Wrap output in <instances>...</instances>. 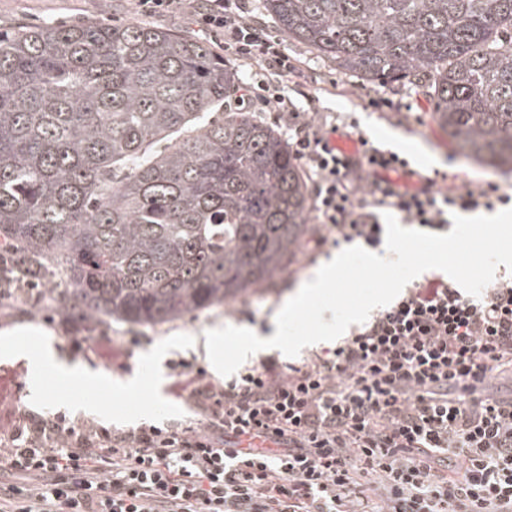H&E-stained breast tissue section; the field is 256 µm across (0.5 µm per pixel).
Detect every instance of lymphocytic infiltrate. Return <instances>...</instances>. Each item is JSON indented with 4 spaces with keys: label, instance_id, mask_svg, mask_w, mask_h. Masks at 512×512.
Instances as JSON below:
<instances>
[{
    "label": "lymphocytic infiltrate",
    "instance_id": "obj_1",
    "mask_svg": "<svg viewBox=\"0 0 512 512\" xmlns=\"http://www.w3.org/2000/svg\"><path fill=\"white\" fill-rule=\"evenodd\" d=\"M143 14L182 12L271 79L299 76L247 0H138ZM271 80L243 99L276 112L312 183L307 257L383 242L380 213L445 229L449 215L512 203L498 187L417 189L397 153L368 150L371 172L343 163L332 135L349 126L299 120ZM178 392L203 427L112 430L65 415L24 414L0 435V512H512V399L490 390L512 375V279L469 299L440 277L410 288L337 345L295 365L268 358L219 385L176 365Z\"/></svg>",
    "mask_w": 512,
    "mask_h": 512
}]
</instances>
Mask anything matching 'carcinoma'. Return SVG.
I'll use <instances>...</instances> for the list:
<instances>
[{"mask_svg":"<svg viewBox=\"0 0 512 512\" xmlns=\"http://www.w3.org/2000/svg\"><path fill=\"white\" fill-rule=\"evenodd\" d=\"M263 7L337 68L421 89L462 155L512 166V0ZM240 86L208 44L137 21L0 31V305L40 287L90 330L157 326L281 274L310 190Z\"/></svg>","mask_w":512,"mask_h":512,"instance_id":"carcinoma-1","label":"carcinoma"}]
</instances>
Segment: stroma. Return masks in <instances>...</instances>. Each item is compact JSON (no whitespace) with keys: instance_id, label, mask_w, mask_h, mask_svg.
<instances>
[{"instance_id":"obj_1","label":"stroma","mask_w":512,"mask_h":512,"mask_svg":"<svg viewBox=\"0 0 512 512\" xmlns=\"http://www.w3.org/2000/svg\"><path fill=\"white\" fill-rule=\"evenodd\" d=\"M260 2L252 0V17L268 37L281 38L289 56L303 70L302 77L284 90L289 108L300 112L302 118L318 121L338 115L353 119L360 135L406 157L421 172L445 171L459 182L470 179L478 184L493 183L501 191L512 192V171L479 165L461 155L435 123L432 99L414 85L406 81L377 83L341 71L307 45L281 37L275 20L262 10ZM135 4L136 0H0V28L12 30L47 21L93 18L123 23L140 16ZM378 95L397 103L398 111L371 107L370 98ZM335 254L331 248L314 261L297 255L275 287L262 288L248 297L167 324L132 327L113 322L102 328V335L112 337L117 344L132 336L138 339L122 368L90 350L83 323L59 316H34L24 302L1 309L0 369L14 373L15 379L0 382V387L11 396L13 406L12 411H0V428H10L16 413L24 411L43 415L59 412L74 422L93 419L115 430H129L144 423H203V416L190 410L176 392L175 362H190L204 369L210 366L206 351L188 348V341L216 326L246 327L259 335L275 333V317L287 295L318 263L329 261ZM28 325L49 335L60 359L81 363L109 376L111 388L66 384L57 379L50 366L44 368L40 378H33L27 360L15 356L9 346L10 332ZM134 376L143 380V387H127L128 378Z\"/></svg>"}]
</instances>
